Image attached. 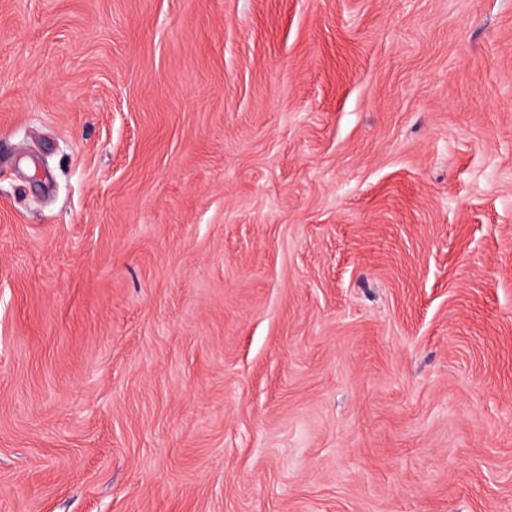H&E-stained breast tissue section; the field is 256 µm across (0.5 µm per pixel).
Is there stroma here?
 <instances>
[{"instance_id":"stroma-1","label":"stroma","mask_w":512,"mask_h":512,"mask_svg":"<svg viewBox=\"0 0 512 512\" xmlns=\"http://www.w3.org/2000/svg\"><path fill=\"white\" fill-rule=\"evenodd\" d=\"M0 512H512V0H0Z\"/></svg>"}]
</instances>
